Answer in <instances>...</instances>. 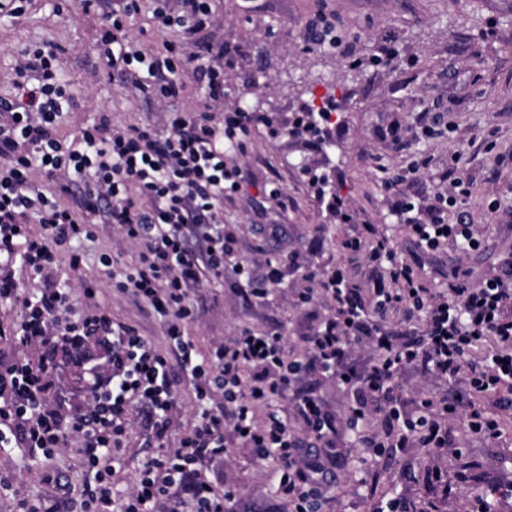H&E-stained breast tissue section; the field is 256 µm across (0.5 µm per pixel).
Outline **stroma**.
Here are the masks:
<instances>
[{"label": "stroma", "mask_w": 512, "mask_h": 512, "mask_svg": "<svg viewBox=\"0 0 512 512\" xmlns=\"http://www.w3.org/2000/svg\"><path fill=\"white\" fill-rule=\"evenodd\" d=\"M57 2L31 0L22 16L0 18V96L13 91L17 50L52 41L64 49L63 76L79 98L78 109L63 121V135L96 122L103 111L121 126L159 120L155 102L134 98L95 73L99 13L75 5L59 13ZM211 7L210 25L188 42L223 66L225 101L265 118L237 159L247 183L224 201L225 223L242 227L236 259L257 280L273 255L289 254L292 262L279 285L252 300L243 296L233 270H225L223 281L205 290L200 317L188 326L199 352L244 327H278L286 356H299L304 337L333 311L318 295L299 302L301 292L343 266L355 286L370 293L375 270L369 242L355 252L343 247L366 224L392 239L400 257L419 260L427 287H441L455 267L467 271L474 285L498 271L512 254V0H211ZM312 26L330 27L336 43L313 44ZM328 86L336 90L330 122L315 137L289 135L295 117L314 109V92ZM394 127L401 141L391 139ZM456 154L470 179V195L448 220L465 216L476 225L480 246L419 253L398 206L410 201L425 207L448 192V164ZM315 174L328 177V188L311 183ZM336 196L346 201L348 219L332 207ZM94 230L95 238L79 247V269L60 258L61 286L97 278L99 309L167 350L155 318L100 271L102 252L121 251L130 262L135 247L120 242L108 225ZM448 425L463 459L424 448L391 453L383 457L381 479L370 494L358 484L360 447L350 431L339 430L336 481L326 512H370L373 499L394 492L405 497L409 512H477L468 494L472 487L492 496L494 512H512V498L496 495L512 485V421L496 440L468 435L456 419ZM431 463L452 478L467 464L469 488L443 495L427 480ZM48 470L67 482L69 497L45 480ZM0 471L13 485L0 492V512H16V489L58 512L84 508L90 475L74 442L46 463L0 447ZM203 475L219 491L236 485L237 512H286L276 495L273 465L253 460L243 449Z\"/></svg>", "instance_id": "stroma-1"}]
</instances>
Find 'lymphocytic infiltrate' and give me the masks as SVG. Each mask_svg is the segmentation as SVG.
<instances>
[{
  "label": "lymphocytic infiltrate",
  "mask_w": 512,
  "mask_h": 512,
  "mask_svg": "<svg viewBox=\"0 0 512 512\" xmlns=\"http://www.w3.org/2000/svg\"><path fill=\"white\" fill-rule=\"evenodd\" d=\"M141 11L142 0H113L95 51L109 79L166 103L162 126L148 121L116 126L104 115L63 137L62 122L78 100L62 74L61 48L42 42L18 52L13 92L0 98V254L19 255L22 265L41 275L66 248L71 268H79L82 258L74 245L90 238L91 224L103 216L136 246L137 259L129 264L121 253H105L100 264L116 288L148 306L173 353L162 354L136 328L112 325L99 314L94 282L82 281L88 303L82 319L73 321L65 315L71 291L46 288L29 297L12 270H0V299L19 302L26 313L20 335L0 336L1 344L18 349L10 363H0V447L16 446L29 457L50 460L66 439H75L93 475L85 490L90 512H235L236 488L215 492L201 473L232 449L247 448L255 459L275 463L277 492L288 512H323L336 461L322 459L315 446L327 442L335 428L314 391H291L312 362L325 377L359 391L346 424L366 439L368 451L359 459L364 481L374 478L376 460L386 449L447 447L452 417L462 418L475 436L498 438V414L512 410V257L500 274L478 286L454 277L433 290L368 224L364 239L371 240L372 257L386 275L367 296L340 268L320 281L334 312L307 338L309 359H287L282 331L258 328L214 342L207 357L198 359L186 334L199 314L196 288L223 279L228 266L239 280L251 279L245 265L231 263L237 238L224 222V200L242 187V170L233 158L244 153L257 117L225 103L223 69L185 40L209 25V0H152L154 27L180 34L158 52L133 33ZM189 69L203 79L208 96L202 107L178 108L181 77ZM37 172L39 186L33 182ZM468 196V182L456 179L454 193L438 196L425 222L414 218L413 203H402L421 248L478 247L472 225L448 221L449 209ZM392 310L421 323L420 337L387 331L379 319ZM101 331L112 335V374L98 383L82 413L67 417L51 392L49 369L33 365L30 354L60 336ZM365 340L378 356L360 366L353 353ZM175 363L200 410L185 431ZM413 365L451 383L464 379L468 401L426 398L415 413H406L399 380ZM291 396L305 420L303 438L290 429L281 409ZM136 406L152 418L146 434L152 452L130 489L121 491L113 475ZM173 431L179 438L172 447Z\"/></svg>",
  "instance_id": "obj_1"
}]
</instances>
